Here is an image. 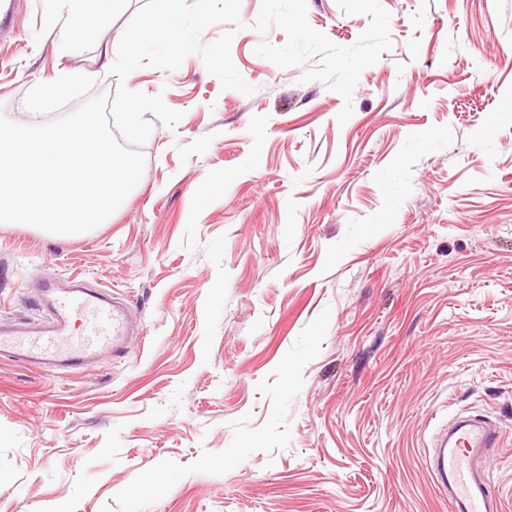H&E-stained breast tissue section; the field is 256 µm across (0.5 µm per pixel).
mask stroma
I'll return each mask as SVG.
<instances>
[{
    "label": "stroma",
    "instance_id": "1",
    "mask_svg": "<svg viewBox=\"0 0 512 512\" xmlns=\"http://www.w3.org/2000/svg\"><path fill=\"white\" fill-rule=\"evenodd\" d=\"M145 3L64 59L55 0L0 33L12 122L63 67L183 114L111 223L0 227V317L77 273L140 326L66 378L0 361V512H449L428 459L460 414L502 430L512 512V0H241L201 40L233 31L249 95L196 55L110 75Z\"/></svg>",
    "mask_w": 512,
    "mask_h": 512
}]
</instances>
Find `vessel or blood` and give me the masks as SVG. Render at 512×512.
<instances>
[{
	"label": "vessel or blood",
	"instance_id": "1",
	"mask_svg": "<svg viewBox=\"0 0 512 512\" xmlns=\"http://www.w3.org/2000/svg\"><path fill=\"white\" fill-rule=\"evenodd\" d=\"M36 290L35 302L43 312L39 320L0 319L1 360L64 377L104 358L129 354V309L111 292L76 274L64 286L39 280ZM499 439L496 427L470 419L455 421L436 435L429 469L451 512H499L481 468L483 456Z\"/></svg>",
	"mask_w": 512,
	"mask_h": 512
}]
</instances>
